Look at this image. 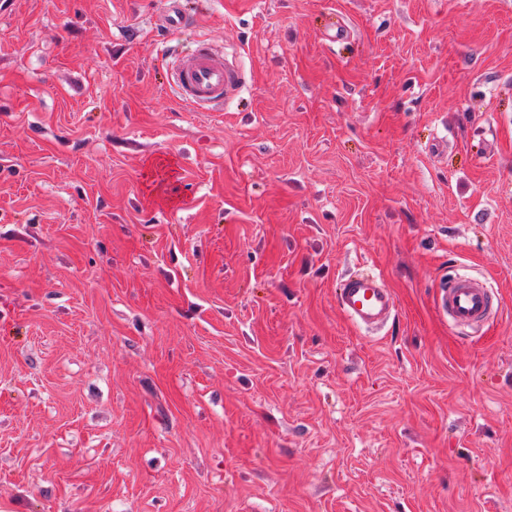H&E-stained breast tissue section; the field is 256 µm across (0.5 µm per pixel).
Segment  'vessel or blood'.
Wrapping results in <instances>:
<instances>
[{"label":"vessel or blood","mask_w":512,"mask_h":512,"mask_svg":"<svg viewBox=\"0 0 512 512\" xmlns=\"http://www.w3.org/2000/svg\"><path fill=\"white\" fill-rule=\"evenodd\" d=\"M171 86L185 104L207 110L234 97L244 81L241 70L223 52L205 40L188 54L177 56L171 66ZM340 304L355 323L374 326L386 321L396 308L395 298L383 280L373 275L346 279ZM439 307L458 327L485 323L491 309L489 290L483 280L462 277L439 290Z\"/></svg>","instance_id":"obj_1"}]
</instances>
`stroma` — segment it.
<instances>
[{
  "instance_id": "obj_1",
  "label": "stroma",
  "mask_w": 512,
  "mask_h": 512,
  "mask_svg": "<svg viewBox=\"0 0 512 512\" xmlns=\"http://www.w3.org/2000/svg\"><path fill=\"white\" fill-rule=\"evenodd\" d=\"M183 5L0 0V512H512V0ZM171 86L185 104L199 110L222 106L243 86L241 70L207 40L198 42L188 54L174 59ZM339 300L348 317L361 326L386 321L396 308L393 293L383 280L373 275L351 276L340 288ZM439 308L458 327L485 323L491 309L486 283L473 277L458 278L439 289Z\"/></svg>"
}]
</instances>
